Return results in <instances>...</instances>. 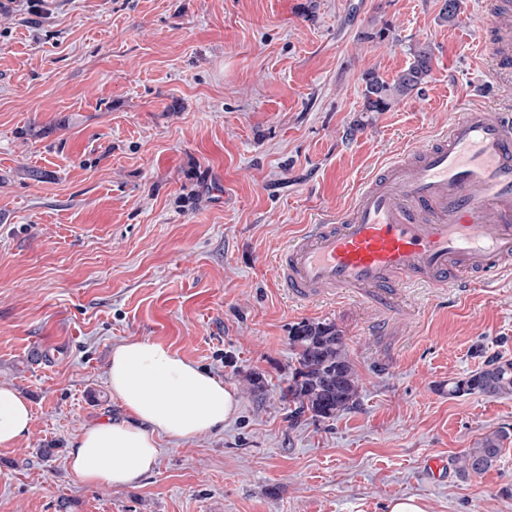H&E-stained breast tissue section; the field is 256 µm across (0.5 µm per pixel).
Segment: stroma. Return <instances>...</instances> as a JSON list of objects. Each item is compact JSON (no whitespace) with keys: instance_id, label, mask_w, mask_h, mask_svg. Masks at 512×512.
I'll return each instance as SVG.
<instances>
[{"instance_id":"35a3bbf8","label":"stroma","mask_w":512,"mask_h":512,"mask_svg":"<svg viewBox=\"0 0 512 512\" xmlns=\"http://www.w3.org/2000/svg\"><path fill=\"white\" fill-rule=\"evenodd\" d=\"M489 2L446 23L444 0H0V385L32 408L28 436L0 447V512H384L399 495L512 512V397L448 394L512 359V265L388 305L344 289L306 305L274 269L301 225L345 212L459 103L512 102V73L493 80L478 53ZM422 44L421 92L365 111L364 74L392 79ZM303 321L336 324L360 397L294 426L281 395ZM130 338L224 380L238 411L160 439L139 481L89 486L67 452L124 419L108 376ZM496 430L492 466L460 473Z\"/></svg>"}]
</instances>
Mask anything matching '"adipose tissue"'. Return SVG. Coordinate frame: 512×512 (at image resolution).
<instances>
[{"mask_svg": "<svg viewBox=\"0 0 512 512\" xmlns=\"http://www.w3.org/2000/svg\"><path fill=\"white\" fill-rule=\"evenodd\" d=\"M109 386L126 417L88 425L68 453V465L85 484L122 486L150 473L157 438L196 437L223 427L238 408L236 391L169 346L130 339L112 351ZM29 401L0 386V447L26 437Z\"/></svg>", "mask_w": 512, "mask_h": 512, "instance_id": "adipose-tissue-1", "label": "adipose tissue"}]
</instances>
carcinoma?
I'll return each instance as SVG.
<instances>
[{"instance_id":"carcinoma-1","label":"carcinoma","mask_w":512,"mask_h":512,"mask_svg":"<svg viewBox=\"0 0 512 512\" xmlns=\"http://www.w3.org/2000/svg\"><path fill=\"white\" fill-rule=\"evenodd\" d=\"M412 63L393 79L374 72L365 75L364 110L384 112L392 104L422 90L432 70V49H414ZM296 364L283 391L294 404L288 418L295 424L306 415L314 420L334 419L359 402L358 376L341 331L332 322H301L290 336ZM478 393L491 398L512 397V360H493L467 376L448 383V395ZM507 435L494 431L468 449L459 459V470L468 474L489 468L501 452Z\"/></svg>"}]
</instances>
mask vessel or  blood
Masks as SVG:
<instances>
[{
  "mask_svg": "<svg viewBox=\"0 0 512 512\" xmlns=\"http://www.w3.org/2000/svg\"><path fill=\"white\" fill-rule=\"evenodd\" d=\"M511 14L512 0H491L486 48L499 66L512 62V41L496 38ZM510 262L512 111L471 106L420 153L380 169L346 212L303 225L277 272L289 295L311 301L336 288H461L462 273L491 281Z\"/></svg>",
  "mask_w": 512,
  "mask_h": 512,
  "instance_id": "vessel-or-blood-1",
  "label": "vessel or blood"
}]
</instances>
